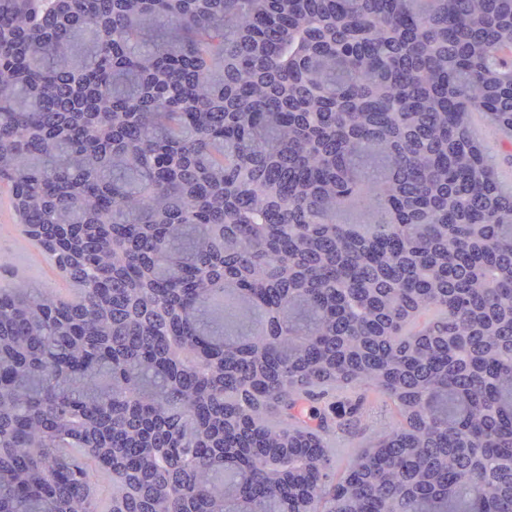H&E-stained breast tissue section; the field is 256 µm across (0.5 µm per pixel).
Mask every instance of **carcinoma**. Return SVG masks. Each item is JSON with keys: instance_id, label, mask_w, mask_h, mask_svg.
<instances>
[{"instance_id": "cac0c4a2", "label": "carcinoma", "mask_w": 512, "mask_h": 512, "mask_svg": "<svg viewBox=\"0 0 512 512\" xmlns=\"http://www.w3.org/2000/svg\"><path fill=\"white\" fill-rule=\"evenodd\" d=\"M512 0H0V512H512ZM354 205L369 223L338 224ZM399 419L336 469L335 394ZM470 128L473 137L481 144H483L484 139L495 140L497 146L493 153H497L499 151L500 143L504 140L505 135L491 125L482 114L478 112L472 114ZM14 213L8 191L3 187L0 189V283L23 279L37 288H73L62 278L52 259L29 238L26 227Z\"/></svg>"}]
</instances>
